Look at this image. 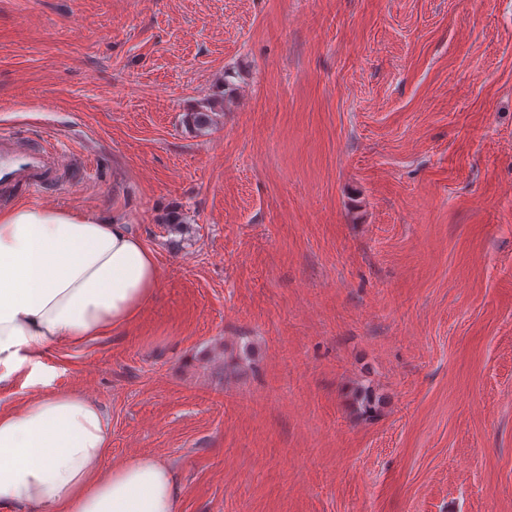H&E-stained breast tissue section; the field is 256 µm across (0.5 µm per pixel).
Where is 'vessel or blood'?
<instances>
[{
	"mask_svg": "<svg viewBox=\"0 0 512 512\" xmlns=\"http://www.w3.org/2000/svg\"><path fill=\"white\" fill-rule=\"evenodd\" d=\"M61 165L60 153L51 142L34 147L23 138L0 134V187L38 200Z\"/></svg>",
	"mask_w": 512,
	"mask_h": 512,
	"instance_id": "obj_1",
	"label": "vessel or blood"
}]
</instances>
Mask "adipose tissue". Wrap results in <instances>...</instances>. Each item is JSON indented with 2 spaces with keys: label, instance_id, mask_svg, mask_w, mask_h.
<instances>
[{
  "label": "adipose tissue",
  "instance_id": "obj_1",
  "mask_svg": "<svg viewBox=\"0 0 512 512\" xmlns=\"http://www.w3.org/2000/svg\"><path fill=\"white\" fill-rule=\"evenodd\" d=\"M159 283L130 225L78 208L0 212V382L35 377L43 358L130 324ZM110 420L77 391L0 409V506L8 512H180L171 464L106 465Z\"/></svg>",
  "mask_w": 512,
  "mask_h": 512
}]
</instances>
